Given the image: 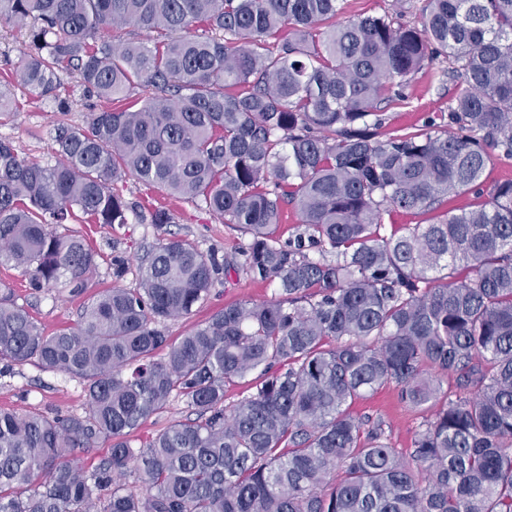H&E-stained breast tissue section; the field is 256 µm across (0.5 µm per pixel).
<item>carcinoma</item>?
I'll return each instance as SVG.
<instances>
[{
  "label": "carcinoma",
  "instance_id": "1",
  "mask_svg": "<svg viewBox=\"0 0 512 512\" xmlns=\"http://www.w3.org/2000/svg\"><path fill=\"white\" fill-rule=\"evenodd\" d=\"M345 4L0 0V17L30 31L20 85L53 97L73 69L124 103L58 125L53 165L0 139V264L35 293L82 291L99 252L58 228L76 210L128 223L127 177L249 235L222 260L158 242L139 287L103 290L52 335L0 283V361L81 380L88 406L0 409V512L99 500L100 512H512V180L481 181L512 159V0H424L419 27L399 3L342 21ZM125 25L152 45L100 37ZM440 56L463 84L454 128L382 133L381 104ZM470 193L435 224L381 233L397 211ZM287 206L301 224L292 246L274 236ZM221 274L273 282L279 298L227 305L170 340L162 324L191 315ZM434 371L455 377L454 394ZM235 380L252 392L227 406ZM386 384L433 410L403 453L350 412ZM174 399L195 418L132 447ZM99 443L110 452L95 471L72 462Z\"/></svg>",
  "mask_w": 512,
  "mask_h": 512
}]
</instances>
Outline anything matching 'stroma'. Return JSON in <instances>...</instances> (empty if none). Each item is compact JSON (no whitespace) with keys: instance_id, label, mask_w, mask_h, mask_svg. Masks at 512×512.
Instances as JSON below:
<instances>
[{"instance_id":"35a3bbf8","label":"stroma","mask_w":512,"mask_h":512,"mask_svg":"<svg viewBox=\"0 0 512 512\" xmlns=\"http://www.w3.org/2000/svg\"><path fill=\"white\" fill-rule=\"evenodd\" d=\"M29 51L28 30L0 21V84L10 87L17 103L13 114L0 118V137L13 141L21 157L52 163L56 160L53 153L56 126L65 123L85 127L90 113L99 111L104 101L85 89L77 72L70 69L61 72L60 86L53 99L39 97L17 84L15 73ZM457 88V80L448 75L447 61L442 58L430 61L409 79L404 89L405 100L384 107V132L401 134L426 125L450 129L449 104ZM119 189L128 201H145L169 209L173 221L159 227L143 221L136 211L130 212L127 223L112 226L71 220L70 230L89 235L100 254L86 293L53 289L33 295L19 270L0 266V280L13 284L19 301L31 304L33 316L46 333L74 325L90 295L112 287L113 257L127 260L128 269L121 285L132 289L139 283V257L160 239L177 235L195 243L201 252L215 251L222 257L235 255L249 240L248 235L218 222L194 203L147 189L134 178H127ZM276 290V285L253 283L241 277L219 280L208 300L197 306L193 315L166 321L164 329L170 339H178L216 309L238 301L271 300ZM0 408L49 415L58 412L82 416L87 411L82 385L77 379L43 370L33 363L0 372ZM350 411L354 416L382 422L391 446L400 451L410 447L423 420L422 414L399 402L390 384L356 401Z\"/></svg>"}]
</instances>
